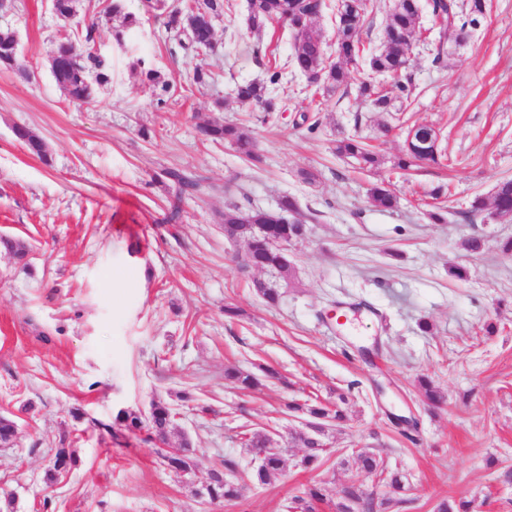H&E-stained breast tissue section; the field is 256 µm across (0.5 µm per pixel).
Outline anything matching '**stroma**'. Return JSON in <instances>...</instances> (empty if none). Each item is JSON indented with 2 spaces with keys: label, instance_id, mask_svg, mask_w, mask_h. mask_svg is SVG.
<instances>
[{
  "label": "stroma",
  "instance_id": "1",
  "mask_svg": "<svg viewBox=\"0 0 512 512\" xmlns=\"http://www.w3.org/2000/svg\"><path fill=\"white\" fill-rule=\"evenodd\" d=\"M233 3L215 25L216 53L200 61L213 73L200 87L198 61L159 39L162 20L146 0H124L139 23L119 42L108 0H78L93 47L112 64L110 83L81 106L50 71L67 28L46 0L0 10V29L16 32L29 66L25 76L0 67V237L30 247L24 265L0 248V415L16 423L0 446V512H286L314 485L328 494L319 512H336L352 482L386 492L361 475V448L405 477L406 501L389 512H435L446 498L470 501V512H512V252L502 250L512 221L469 210L512 177V0H487L462 45L423 11L406 111L377 112L359 97L369 76L360 60L331 95L285 74L269 94L287 106L270 114L232 89L266 80L269 60L290 59L294 41L281 23L251 31L247 0ZM140 63L170 82L166 105ZM213 119L252 130L259 161L202 141L197 125ZM420 123L439 131L445 157L401 170L405 132ZM18 127L42 140L44 156L16 138ZM351 135L376 147V170L335 154ZM170 168L209 191L179 196ZM376 183L396 208L372 207ZM439 186L447 213L435 223ZM286 194L315 214L290 246V272L243 268L245 243L225 236V207L272 209ZM174 202L181 218L165 223ZM472 236L483 252L465 249ZM456 266L466 278L452 276ZM258 279L278 290L277 304L255 293ZM349 304L359 308L351 328L336 331L326 319ZM228 306L239 316L225 315ZM232 366L260 387L239 390L224 377ZM423 376L443 393L440 407L428 408ZM185 392L192 401H181ZM158 400L179 414L168 446L192 440V474L165 468L147 433L114 423L119 410L144 414ZM291 400L336 402L346 416L319 434L325 452L308 468L291 441L307 418L285 412ZM262 429L285 449L283 472L229 503L201 497L224 458L257 468L245 435ZM62 446L76 463L48 481Z\"/></svg>",
  "mask_w": 512,
  "mask_h": 512
}]
</instances>
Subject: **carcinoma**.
<instances>
[{"mask_svg":"<svg viewBox=\"0 0 512 512\" xmlns=\"http://www.w3.org/2000/svg\"><path fill=\"white\" fill-rule=\"evenodd\" d=\"M77 0H54L53 7L57 15L69 24L70 32L63 37L55 51L56 63L50 66L56 84L64 91L66 97L77 104L92 101L97 90L111 80V71L106 60L78 46L80 40H89L90 34L79 38L82 30L80 22L75 20ZM233 7L231 0H172L164 7V33L177 41L179 48L187 53L197 54L199 50H210L216 43L214 21L207 17H219L224 11ZM327 8L325 0H248L247 25L253 31H261L266 24L281 20L288 24L294 37V53L290 59L291 67L301 75L313 78L316 90L330 94L347 82L348 66L353 64L364 52L361 30L368 15L367 0H337L336 3V58L325 56L322 35L313 27V21ZM432 13L444 25L462 34L474 31L480 26L486 12L485 0H470L467 7L459 5L457 0H430ZM107 13L118 19L115 27V40L123 39L124 31L139 24V18L124 12L122 0H110ZM419 0H397L384 26L379 47L368 56V67L372 73L391 74L394 76L396 98L406 101L413 95V85L407 75L412 50V39L419 27ZM266 82L247 81L237 87L236 100L242 104L260 106L267 112L283 108L282 102L266 94L267 85H277L283 79V68L279 65L267 68ZM148 82L160 89L157 104L167 102L166 95L171 91L168 81L153 70H142ZM360 96L368 99L373 106L388 112L393 98L382 92L373 79L369 78L359 87ZM200 135L207 141L224 142L236 147L237 151L250 161L258 160L257 144L251 134L241 126L212 120L198 125ZM15 136L22 141L33 154L43 155V142L26 128L18 127ZM336 153L353 158L365 168L372 169L379 164L378 155L370 149L362 138L351 136L336 140ZM168 179L173 181L181 193H197L202 190V180L192 178L177 169L166 171ZM373 207L388 210L395 206L396 198L382 184L370 189ZM491 207L493 215L499 219H512V178L501 180L495 187L491 201L477 196L470 204L471 211L479 212ZM273 213L261 208L244 210L235 204L224 209V224L236 227L237 236L246 242L243 261L246 266L257 270H276L288 273V267L279 263V250L276 242L290 239L297 240L304 235L301 224H275ZM224 378L237 383L241 388L251 390L259 385V379L252 373L231 368L224 371ZM291 411H301L309 417V425L320 430L328 422L344 420L340 408H332L317 402L313 405L292 403L287 405ZM173 408L161 401L151 405L148 416L136 412L121 410L117 413L115 423L124 430L134 433L145 430L148 436L165 439L167 433L175 426ZM308 449L301 463L309 467L319 461L322 444L314 438L303 434L292 436ZM246 445L262 456V464L251 474V479L259 484L267 483L284 467L285 459L281 451L270 446V439L263 432H254L246 439ZM182 456L170 459L168 466L180 464L182 472L192 470L194 462L191 457V445L186 439L181 444ZM76 463L74 453L69 448H60L55 454L53 468L47 474L48 480L56 479L61 472ZM217 478L208 486L211 500L231 501L240 495V487L231 481ZM391 495L377 499L360 485H351L344 489V496L353 501L357 512H385L391 503L402 502L398 495L405 491V484L398 474L385 478ZM326 494L320 486L307 489L305 496L296 501L297 512H316V504L324 502Z\"/></svg>","mask_w":512,"mask_h":512,"instance_id":"cac0c4a2","label":"carcinoma"}]
</instances>
